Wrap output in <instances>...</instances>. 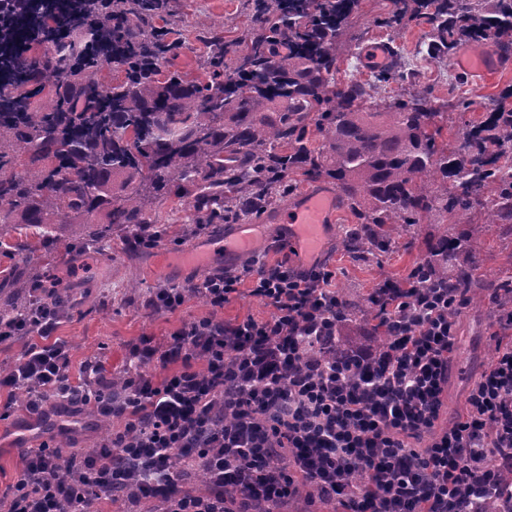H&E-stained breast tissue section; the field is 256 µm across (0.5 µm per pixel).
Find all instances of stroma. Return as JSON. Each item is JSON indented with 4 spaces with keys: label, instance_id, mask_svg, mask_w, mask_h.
Instances as JSON below:
<instances>
[{
    "label": "stroma",
    "instance_id": "obj_1",
    "mask_svg": "<svg viewBox=\"0 0 512 512\" xmlns=\"http://www.w3.org/2000/svg\"><path fill=\"white\" fill-rule=\"evenodd\" d=\"M254 0H165L156 25L177 29L182 48L172 58L173 68L193 76H204L213 34L225 42L241 37L253 24ZM391 0H360L351 16L344 39L351 52L338 62L336 78L354 75L368 78L372 70L364 60L366 48L376 43L388 44L391 58L388 70L396 77L380 84V98L390 100L425 88L433 106L446 110L448 128L458 130L481 117V110L463 111L451 107L450 90L456 78H463L473 93L493 96L512 87V56L501 58L503 71L494 84L487 85L475 75L462 73L455 62L435 63L420 60L419 49L426 27L409 20L396 31L379 27L376 19L391 8ZM291 190L286 198L269 211L254 218V237L249 250L218 260V268L240 269L253 254H266L269 260L280 257L278 245L288 233V209L298 198L326 189L325 181L297 171L288 174ZM163 229L161 245L171 255L207 245L217 237L237 235L241 224H214L197 233L194 216L183 200L171 196L157 211ZM357 217L349 208H338L326 228L317 252L318 260L336 273V289L344 298L365 302L385 280H399L425 256L426 243L436 241L446 230L442 224H423L393 237L388 249L359 261L342 248L341 231L355 224ZM472 234L481 239L482 251L475 260L478 276L492 284L512 282V235L486 223L471 225ZM127 228L113 227L104 240L87 245L85 251L65 250L51 245L39 255L0 253V278L8 272L23 271L41 279L58 278L80 295V302L61 318L54 333L70 348L74 370L94 361L109 377L125 376L131 366V353L143 340L165 345L183 324L207 316L210 306L198 296L190 297L180 311L169 314L151 312L145 301L154 288L170 284L160 271L153 250L133 249L128 245ZM457 350L448 373V390L442 409L445 421H455L466 414V393L471 381L493 361L496 339L491 325L488 302L467 306L458 317ZM25 390L0 391V405L13 403L9 417L0 419V497L10 492L22 468L21 447L34 448L41 443L66 448H92L105 437L89 417V408L80 410L50 407L45 420L31 421L26 413Z\"/></svg>",
    "mask_w": 512,
    "mask_h": 512
}]
</instances>
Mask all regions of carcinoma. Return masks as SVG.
Returning <instances> with one entry per match:
<instances>
[{
	"mask_svg": "<svg viewBox=\"0 0 512 512\" xmlns=\"http://www.w3.org/2000/svg\"><path fill=\"white\" fill-rule=\"evenodd\" d=\"M256 21L239 44L214 37L206 79L165 72L181 41L152 23L158 0H107L109 8L79 25L60 27L52 12L30 5L0 38V224L41 229L34 241L13 242L0 227V250L63 248L105 238L114 224H153L174 186L207 219L228 206L262 212L282 178L302 170L343 193L360 225L345 249L367 257L386 248L394 230L418 224H467L487 211L512 232V88L486 99L484 120L456 144L439 140L442 112L418 91L407 99L376 96L388 78L338 82L333 68L345 52V27L359 0H255ZM380 26L405 17L429 25L426 55L447 60L459 41H487L512 55V0H392ZM62 56L34 69L17 58L37 56L44 43ZM122 79L103 83L112 64ZM324 137L316 148L309 121ZM108 218L95 223L98 214ZM480 242L449 232L426 258L433 280L450 279L478 303L473 278ZM36 280L8 281L15 311Z\"/></svg>",
	"mask_w": 512,
	"mask_h": 512,
	"instance_id": "1",
	"label": "carcinoma"
}]
</instances>
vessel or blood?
<instances>
[{
	"label": "vessel or blood",
	"mask_w": 512,
	"mask_h": 512,
	"mask_svg": "<svg viewBox=\"0 0 512 512\" xmlns=\"http://www.w3.org/2000/svg\"><path fill=\"white\" fill-rule=\"evenodd\" d=\"M495 63L493 53L483 47H468L459 51L457 55L459 69L487 80L497 74ZM339 199V192L333 189L300 198L292 208L295 215L294 224L289 237L283 241L284 246L299 247L306 254L317 252L321 247L324 226L328 223ZM251 238V233L245 232L232 240H215L206 249L184 252L180 262H167L165 269L173 271L180 263L197 267L212 266L223 254L236 252L247 246Z\"/></svg>",
	"instance_id": "obj_1"
}]
</instances>
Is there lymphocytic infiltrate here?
I'll list each match as a JSON object with an SVG mask.
<instances>
[{
    "label": "lymphocytic infiltrate",
    "instance_id": "1",
    "mask_svg": "<svg viewBox=\"0 0 512 512\" xmlns=\"http://www.w3.org/2000/svg\"><path fill=\"white\" fill-rule=\"evenodd\" d=\"M422 272L377 289L388 339L353 351L348 366L317 354L343 328L334 272L284 258L156 289L151 310L172 314L198 295L213 314L184 324L165 346L137 347L118 389L93 364L72 383L68 346L53 337L59 309L39 305L20 323L1 318V346L23 331L34 342L0 373V389H47L120 426L96 448L27 449L0 512H99L120 488L164 512H288L307 487L343 512H483L512 473V342L497 343L491 367L469 385L465 417L443 423L458 336L448 311L466 303L449 299L447 287H424ZM243 289L271 307L267 319L218 317ZM176 457L202 472L204 492L180 490Z\"/></svg>",
    "mask_w": 512,
    "mask_h": 512
}]
</instances>
